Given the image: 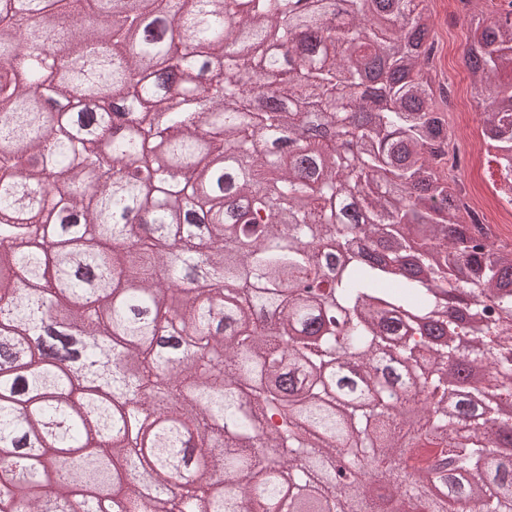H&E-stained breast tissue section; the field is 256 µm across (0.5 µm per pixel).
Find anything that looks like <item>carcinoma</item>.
<instances>
[{"instance_id": "1", "label": "carcinoma", "mask_w": 512, "mask_h": 512, "mask_svg": "<svg viewBox=\"0 0 512 512\" xmlns=\"http://www.w3.org/2000/svg\"><path fill=\"white\" fill-rule=\"evenodd\" d=\"M31 2L0 0V512H381L338 456L393 512H512V246L448 179L426 0ZM464 60L512 182L511 8Z\"/></svg>"}]
</instances>
